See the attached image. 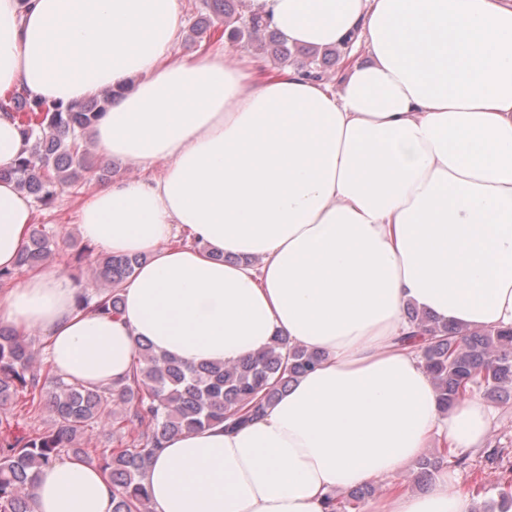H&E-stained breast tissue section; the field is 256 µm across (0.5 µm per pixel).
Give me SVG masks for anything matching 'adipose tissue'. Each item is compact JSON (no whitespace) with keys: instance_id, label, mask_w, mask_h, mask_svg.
I'll return each mask as SVG.
<instances>
[{"instance_id":"obj_1","label":"adipose tissue","mask_w":512,"mask_h":512,"mask_svg":"<svg viewBox=\"0 0 512 512\" xmlns=\"http://www.w3.org/2000/svg\"><path fill=\"white\" fill-rule=\"evenodd\" d=\"M289 44L365 49L339 88L233 51L179 55L180 0H0V96L120 90L92 137L148 173L102 184L83 239L143 254L122 312L76 307L37 268L0 321L37 330L56 375L125 380L137 341L235 363L285 336L322 355L248 425L168 439L142 476L153 512H325L327 496L414 467L432 440L481 447L490 408L441 409L406 306L512 327V0H249ZM32 197L0 180V268L29 242ZM32 512H112L101 470L67 456ZM365 512H472L453 473Z\"/></svg>"}]
</instances>
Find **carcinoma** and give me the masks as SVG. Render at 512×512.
Returning <instances> with one entry per match:
<instances>
[{"instance_id": "carcinoma-1", "label": "carcinoma", "mask_w": 512, "mask_h": 512, "mask_svg": "<svg viewBox=\"0 0 512 512\" xmlns=\"http://www.w3.org/2000/svg\"><path fill=\"white\" fill-rule=\"evenodd\" d=\"M208 14L195 22L192 40L210 42L215 23L230 47H246L288 65L293 48L262 18L248 11L246 0H205ZM116 93L107 88L86 101L47 103L27 90L0 98V110L15 115L27 147L13 167L0 169V179L42 207L85 175L112 177V165L98 162L90 132L112 105ZM57 243L46 227L35 226L17 261L19 268L45 264ZM145 260L141 255L108 253L95 260L94 292L79 304L108 315L121 310V288ZM416 334L407 342L417 348L432 378L443 410L481 393L493 399L512 385V328L468 330L439 324L416 309L408 312ZM35 339L19 336L0 324V406L18 405L23 415L45 413L53 425L45 432L13 436L0 430V512H31L33 476L73 455L99 465L112 483V512H153L141 474L164 440L185 429L225 424L235 429L271 404L301 374L314 369L321 354L278 336L265 352L236 363L204 362L187 366L137 343L135 366L121 385L86 387L52 374L45 352L35 360ZM94 431L120 437L115 447L83 448ZM448 466V456H423L415 464L417 478L431 481ZM374 494L370 484L336 494L327 512H349Z\"/></svg>"}]
</instances>
